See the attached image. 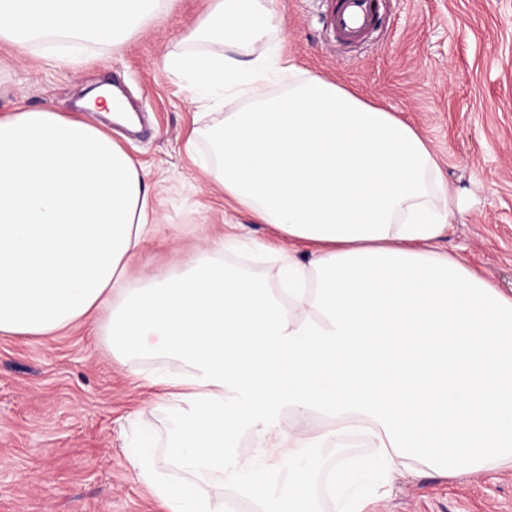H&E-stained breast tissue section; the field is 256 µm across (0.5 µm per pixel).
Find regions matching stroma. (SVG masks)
<instances>
[{"label":"stroma","instance_id":"obj_1","mask_svg":"<svg viewBox=\"0 0 512 512\" xmlns=\"http://www.w3.org/2000/svg\"><path fill=\"white\" fill-rule=\"evenodd\" d=\"M206 7L179 0L163 24L113 51L89 45L81 63L60 69L38 66L40 48L19 55L0 45V115L17 106L69 115L82 89L119 82L144 133L113 137L150 166L161 226L129 277L166 272L237 224L258 246L245 256L224 252L225 265L275 286L281 254L292 247L304 256V246L252 223L212 189L186 144L195 139L209 154L205 131L215 116L164 66L168 53L194 47ZM274 8L299 70L384 107L426 140L459 205L442 250L512 293V0H387L390 26L351 46L323 27L320 0H276ZM186 370L156 354L119 364L84 325L50 339L0 337V512H166L130 453L138 431L149 430L156 483L183 478L165 449L192 406L164 399L151 380ZM365 512H512V471L448 476L420 465Z\"/></svg>","mask_w":512,"mask_h":512}]
</instances>
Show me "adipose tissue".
<instances>
[{"label": "adipose tissue", "mask_w": 512, "mask_h": 512, "mask_svg": "<svg viewBox=\"0 0 512 512\" xmlns=\"http://www.w3.org/2000/svg\"><path fill=\"white\" fill-rule=\"evenodd\" d=\"M178 0H0V42L121 47ZM274 0H212L171 54L191 96L247 104L210 126L196 166L254 223L305 244L285 257L281 290L224 266L221 234L164 274L127 276L159 231L150 173L84 117L14 108L0 117V336L50 338L89 324L117 361L148 351L182 360L196 408L169 456L186 479L155 484L143 435L132 462L168 512H218L196 481L239 485L260 512H321L319 451L358 420L373 456L337 461L329 492L364 512L406 463L448 475L512 468V295L439 241L453 223L441 168L421 135L313 72L271 39ZM287 414L272 428L269 417ZM255 455L228 461L231 431ZM293 448L288 485L269 498L274 451Z\"/></svg>", "instance_id": "ef3b65f1"}]
</instances>
